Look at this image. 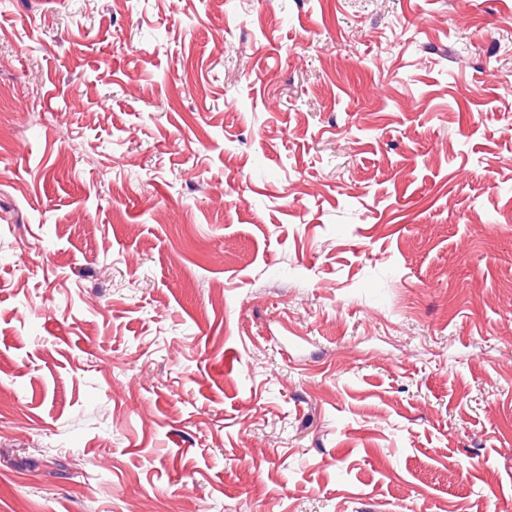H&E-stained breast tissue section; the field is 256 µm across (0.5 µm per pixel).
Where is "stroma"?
Masks as SVG:
<instances>
[{"label": "stroma", "instance_id": "stroma-1", "mask_svg": "<svg viewBox=\"0 0 512 512\" xmlns=\"http://www.w3.org/2000/svg\"><path fill=\"white\" fill-rule=\"evenodd\" d=\"M0 512H512V0H0Z\"/></svg>", "mask_w": 512, "mask_h": 512}]
</instances>
